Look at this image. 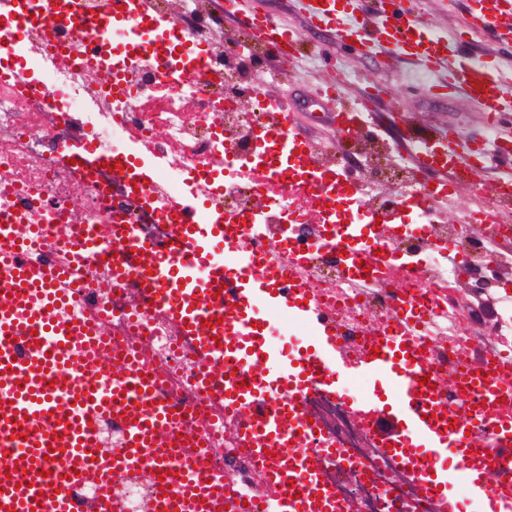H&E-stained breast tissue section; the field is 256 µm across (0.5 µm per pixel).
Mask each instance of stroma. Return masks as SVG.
<instances>
[{
  "mask_svg": "<svg viewBox=\"0 0 512 512\" xmlns=\"http://www.w3.org/2000/svg\"><path fill=\"white\" fill-rule=\"evenodd\" d=\"M469 0H416L417 14L448 37H455L469 9ZM207 9L217 17L215 38L223 43H242L248 36L240 24L243 15L261 13L293 29L298 35L296 50L288 60L270 55L263 67L283 75L270 95L285 98L295 119L299 136L315 148L340 143L353 150L359 135L337 140L332 105L320 99L317 88L336 79L344 92L343 105H352L360 87L383 89L373 106L369 127L392 146L402 147L406 131L422 134L451 128L459 144L482 140L487 135L512 142V116L488 128L479 106L462 96L439 98L428 88L437 79L420 63L403 57L395 47L380 45L373 52L354 55L344 46L336 30L311 28L306 0H207Z\"/></svg>",
  "mask_w": 512,
  "mask_h": 512,
  "instance_id": "1",
  "label": "stroma"
}]
</instances>
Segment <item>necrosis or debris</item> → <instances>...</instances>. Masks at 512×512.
I'll return each instance as SVG.
<instances>
[{
  "label": "necrosis or debris",
  "instance_id": "obj_1",
  "mask_svg": "<svg viewBox=\"0 0 512 512\" xmlns=\"http://www.w3.org/2000/svg\"><path fill=\"white\" fill-rule=\"evenodd\" d=\"M144 0L91 49L109 0H0V224L35 226L44 244L30 258L66 269L74 295L62 317L108 325L164 376V396L184 406V444L200 447L217 473L233 472L234 512H272L263 475L240 449L238 416L218 389H203V363L161 315H145L138 283L110 259L112 225L180 250L162 216L170 201L193 202L203 224H226L258 256L257 273L286 269L281 284L304 288L314 335L330 325L342 351L360 359L388 334L404 335L435 385L433 397L472 441L500 444L481 414V389L456 386L499 372L493 409L512 416V224L498 214L512 194L482 191L484 206L443 222L409 159L374 153L350 180V157H304L286 135L264 134L266 87L250 80L268 47L260 41L211 49L202 43L205 0ZM94 71L106 72L102 82ZM94 147L153 167L154 207L139 205L109 165L85 169L73 155ZM394 184L398 193H386ZM94 239L75 254L69 232ZM313 421L306 445L339 512H446L416 463V444L393 451L363 410L375 390L311 386L296 397ZM152 472L112 480L114 512H143Z\"/></svg>",
  "mask_w": 512,
  "mask_h": 512
}]
</instances>
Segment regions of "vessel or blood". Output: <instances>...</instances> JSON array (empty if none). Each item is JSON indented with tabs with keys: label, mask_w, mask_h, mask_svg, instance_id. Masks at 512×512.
<instances>
[{
	"label": "vessel or blood",
	"mask_w": 512,
	"mask_h": 512,
	"mask_svg": "<svg viewBox=\"0 0 512 512\" xmlns=\"http://www.w3.org/2000/svg\"><path fill=\"white\" fill-rule=\"evenodd\" d=\"M504 3L472 0L473 26L500 33ZM376 4L385 18L377 41L395 45L427 68L447 66L448 78L436 84L437 93L460 92L478 102L492 127L512 113V96L505 92L511 73L469 58L463 38L451 41L431 29L414 15L409 0ZM356 10V0H312L311 24L336 29L344 40L360 45L368 22ZM248 21L251 36L265 39L280 58H288L296 41L293 32L266 17L252 15ZM488 160L486 151L459 148L445 133L423 140L415 155L421 171L436 175L440 200L447 199L449 183H470ZM117 170L142 205L152 204L153 177L144 166L125 157ZM166 214L182 244L180 252L143 241L131 225L119 224L115 231L122 247L112 260L141 273L140 289L154 310L177 325L207 367L220 370L224 404L244 415L243 444L275 493V512H336V495L308 456L287 455V442L308 421L293 405L270 410L264 403L265 386L294 392L315 382L333 389L342 377L367 372L379 375L384 384L385 442L420 443L435 461L455 454L462 461L456 479L476 484L482 495H501V487L484 481L494 459L472 448L465 426L450 427L439 416L427 415L422 397L429 389L420 385L417 358L403 341L385 342L378 356L353 368L346 365L331 331L304 365L282 363L270 350L258 355L252 342L241 339L240 327L223 318L227 300L250 307L256 255L236 250L231 264L237 274L226 277L223 258L214 251L224 240L223 225L198 223L195 212L178 202ZM0 237L9 244L0 249V284L9 293L8 301H0V453L9 458L8 468L0 467V512H82L69 490L90 472L98 483L93 512H112L113 473L155 463L165 469L160 512H226L223 480L213 477L204 459L164 438L179 426L178 405L161 401L156 380L134 361L114 375L111 359L102 355L111 337L58 316L61 270L31 263L13 226L1 225ZM104 413L120 418L127 428L123 456L110 459L97 453L92 424Z\"/></svg>",
	"instance_id": "1"
}]
</instances>
